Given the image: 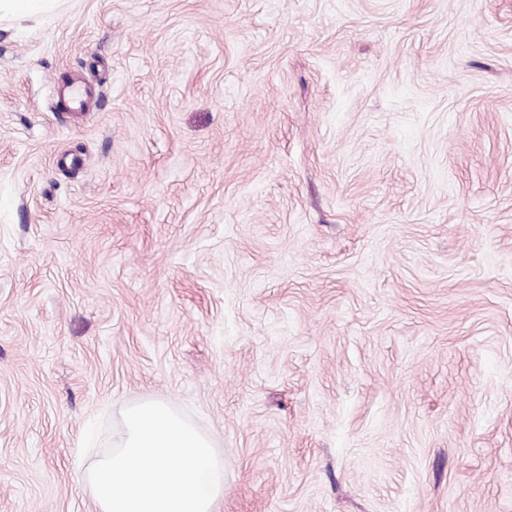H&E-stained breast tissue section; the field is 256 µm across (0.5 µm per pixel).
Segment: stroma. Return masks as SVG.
Segmentation results:
<instances>
[{"label": "stroma", "instance_id": "stroma-1", "mask_svg": "<svg viewBox=\"0 0 512 512\" xmlns=\"http://www.w3.org/2000/svg\"><path fill=\"white\" fill-rule=\"evenodd\" d=\"M149 399L216 512H512V0L0 18V512Z\"/></svg>", "mask_w": 512, "mask_h": 512}]
</instances>
